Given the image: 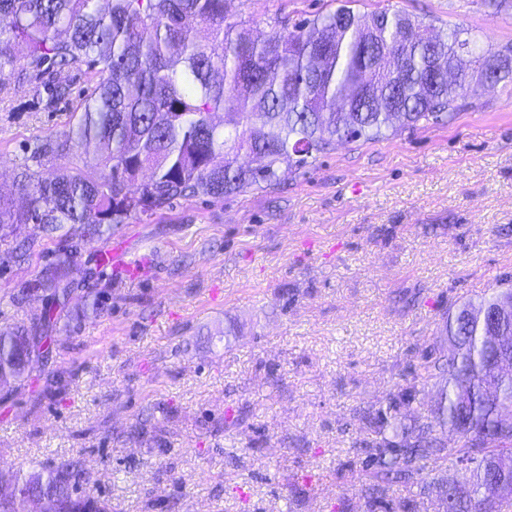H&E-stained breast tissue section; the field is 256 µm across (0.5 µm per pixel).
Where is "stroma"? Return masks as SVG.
Here are the masks:
<instances>
[{"label":"stroma","instance_id":"1","mask_svg":"<svg viewBox=\"0 0 512 512\" xmlns=\"http://www.w3.org/2000/svg\"><path fill=\"white\" fill-rule=\"evenodd\" d=\"M332 0H234L268 30L333 9ZM429 30H465L512 46V11L480 0H357ZM68 100L48 104L25 62L0 70V194L25 204L22 168L63 139L85 67L61 73ZM272 189L221 201L182 198L79 242L18 225L0 262V329L49 306L41 270L73 253L67 325L24 385L0 386V493L17 468L81 459L112 512H363L360 414L384 407L422 355L442 343L450 309L512 286V82H473L453 116L380 139L336 143ZM104 293L83 316L87 289ZM70 375L64 395L45 375ZM146 421L170 451L131 437Z\"/></svg>","mask_w":512,"mask_h":512}]
</instances>
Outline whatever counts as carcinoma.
Here are the masks:
<instances>
[{"label":"carcinoma","mask_w":512,"mask_h":512,"mask_svg":"<svg viewBox=\"0 0 512 512\" xmlns=\"http://www.w3.org/2000/svg\"><path fill=\"white\" fill-rule=\"evenodd\" d=\"M231 0H0V70L26 46L32 77L83 63L93 92L73 108L65 140L44 139L34 158L75 154L51 179L22 174V210L0 196V243L18 224L54 234L77 224L101 240L131 216L150 217L180 198L220 201L276 185L279 164L301 169L335 141L382 136L394 124L439 122L461 105L474 74L512 80V50H483L463 31L434 37L410 15H360L341 6L268 33L232 19ZM42 272L51 304L28 325L0 330V386L20 385L52 343L72 293L65 264ZM449 348L423 356L421 372L363 420L371 438L365 512H419L386 498L393 483L435 493L438 512H512V289L448 312ZM446 390L438 407L405 423L418 386ZM457 436L448 447L443 430ZM447 453L470 464L461 483L429 479ZM80 459L12 476L0 512H110L88 489Z\"/></svg>","instance_id":"carcinoma-1"}]
</instances>
